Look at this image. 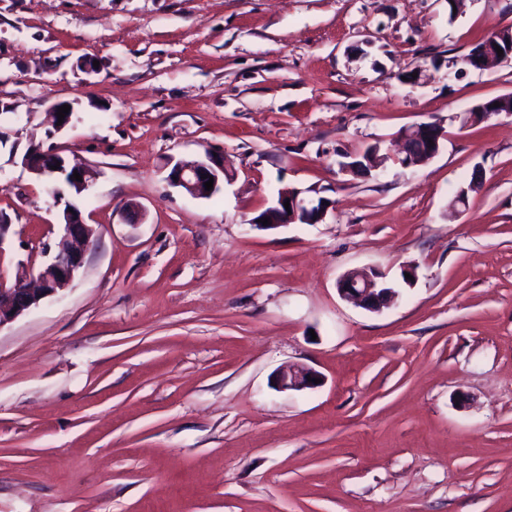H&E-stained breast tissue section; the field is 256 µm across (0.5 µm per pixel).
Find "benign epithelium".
Masks as SVG:
<instances>
[{
    "label": "benign epithelium",
    "mask_w": 512,
    "mask_h": 512,
    "mask_svg": "<svg viewBox=\"0 0 512 512\" xmlns=\"http://www.w3.org/2000/svg\"><path fill=\"white\" fill-rule=\"evenodd\" d=\"M499 61L501 58L498 57L496 46L490 44L483 46L475 58L476 65L482 70ZM445 137L443 127L436 123L415 124L400 133L401 151L391 157L383 155L379 162L390 159L403 168L425 165L439 153ZM21 164L30 173L46 176L55 183V203L63 205L59 222L62 233L51 259L37 274L21 268L11 282L0 277V327L38 307L44 299L57 294L61 287L74 280L95 238V230L84 221L78 200V196L89 188V170L70 164L62 147L47 150L30 147L23 154ZM54 165L57 166L55 170L52 169ZM75 172L79 173L81 180L73 178ZM203 175L213 177V188L209 191L205 188V180L201 179ZM167 179L171 185L193 195L208 196L218 191L220 183L224 181V165L210 157L205 160H178L171 167ZM286 201L290 203L288 210L284 207ZM326 212V201L318 202L308 197L305 191L297 190L278 195L268 208L248 220V224L254 228L277 229L298 223L300 216L305 224H318ZM265 218L270 219V224L266 226L261 223ZM384 285L383 273L374 268H364L351 271L339 279L337 291L344 299L353 300L368 310H377L393 296L391 290L377 294L379 287ZM317 378L319 374L311 368L285 365L278 370L277 389H314Z\"/></svg>",
    "instance_id": "7a95c632"
}]
</instances>
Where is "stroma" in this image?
<instances>
[{"label": "stroma", "instance_id": "35a3bbf8", "mask_svg": "<svg viewBox=\"0 0 512 512\" xmlns=\"http://www.w3.org/2000/svg\"><path fill=\"white\" fill-rule=\"evenodd\" d=\"M503 28L512 0H0L1 276L57 240L24 151L96 172L78 276L0 327V512H512V116L461 122L512 93L462 62ZM431 121L425 166L343 170ZM211 156L212 196L169 185ZM294 188L322 223L249 228ZM368 267L377 312L337 291ZM308 378H311V382H308ZM313 379H321L315 370L305 366L285 365L278 370L277 389L279 391H302L321 386V382L315 384Z\"/></svg>", "mask_w": 512, "mask_h": 512}]
</instances>
